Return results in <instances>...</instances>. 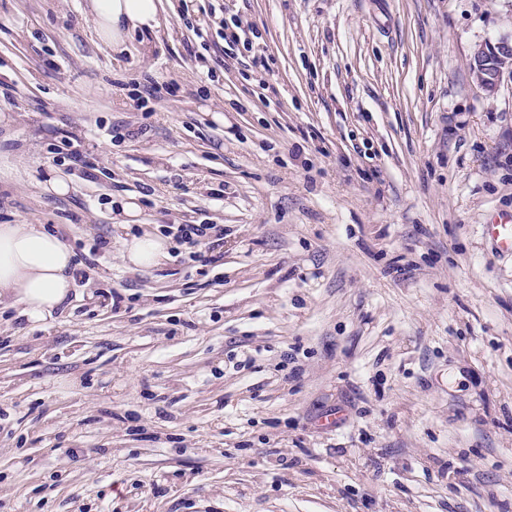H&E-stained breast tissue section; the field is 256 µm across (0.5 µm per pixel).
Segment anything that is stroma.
I'll use <instances>...</instances> for the list:
<instances>
[{
	"label": "stroma",
	"mask_w": 512,
	"mask_h": 512,
	"mask_svg": "<svg viewBox=\"0 0 512 512\" xmlns=\"http://www.w3.org/2000/svg\"><path fill=\"white\" fill-rule=\"evenodd\" d=\"M89 3L0 0V224L92 261L0 304V512H512V78L471 72L512 0H223L247 49L161 0L122 55ZM131 199L214 263L124 262ZM483 230L496 253L512 257V213L495 216L488 224H483ZM164 229L167 236L188 248L201 247L211 238L222 240L224 227L220 224H169Z\"/></svg>",
	"instance_id": "obj_1"
}]
</instances>
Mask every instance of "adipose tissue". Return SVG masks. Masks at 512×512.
Masks as SVG:
<instances>
[{"label": "adipose tissue", "mask_w": 512, "mask_h": 512, "mask_svg": "<svg viewBox=\"0 0 512 512\" xmlns=\"http://www.w3.org/2000/svg\"><path fill=\"white\" fill-rule=\"evenodd\" d=\"M92 8L101 34L117 53L126 51L131 32L158 25V0H92ZM74 270L72 252L43 228L0 225V300L19 305L28 321L42 322L63 306Z\"/></svg>", "instance_id": "1"}]
</instances>
